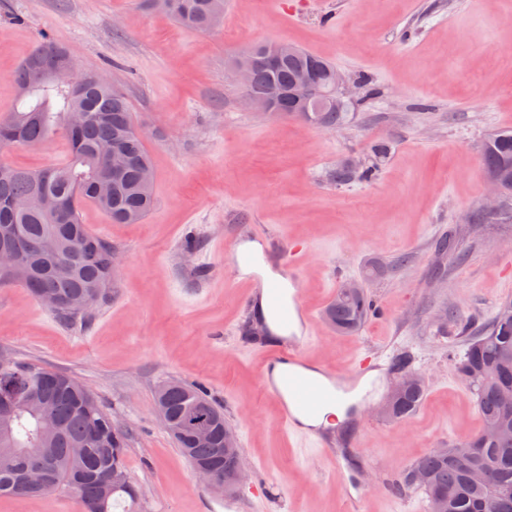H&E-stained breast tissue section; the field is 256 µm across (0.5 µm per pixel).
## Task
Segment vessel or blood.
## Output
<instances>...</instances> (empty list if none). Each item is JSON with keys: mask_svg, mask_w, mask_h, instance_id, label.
<instances>
[{"mask_svg": "<svg viewBox=\"0 0 512 512\" xmlns=\"http://www.w3.org/2000/svg\"><path fill=\"white\" fill-rule=\"evenodd\" d=\"M299 266L298 253L284 256L275 277L264 283L270 306L279 313L281 324L289 334L277 346L267 352L268 367L261 381L269 393L279 400L282 422L287 428H301L302 417L319 411L336 398L334 391L301 374L302 350L312 339L315 318L298 303L297 296H285V283H296Z\"/></svg>", "mask_w": 512, "mask_h": 512, "instance_id": "b4317fda", "label": "vessel or blood"}]
</instances>
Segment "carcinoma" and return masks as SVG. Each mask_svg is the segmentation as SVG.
Instances as JSON below:
<instances>
[{"mask_svg": "<svg viewBox=\"0 0 512 512\" xmlns=\"http://www.w3.org/2000/svg\"><path fill=\"white\" fill-rule=\"evenodd\" d=\"M166 11L190 31L204 32L224 16V0H148ZM64 52L44 36L19 64L14 77L16 105L0 119V149L46 144L61 133L69 152L60 163L38 171L11 165L0 157V226L8 229L3 243L22 261L16 272L0 269V284L28 287L26 277L37 280L43 291L57 297L54 313L72 318L79 312L69 307L79 295L102 297L113 286L118 262L112 247L82 224L84 206L93 205L114 224H139L155 205L153 185L142 174L152 168L143 135L135 128L127 98L100 73L86 72L81 91L46 80L39 59ZM274 49L258 44L248 54L251 87L262 92L270 85L288 87L308 67L309 55L293 52L271 66ZM316 126L333 128L346 122L348 112L327 103L284 102L281 116H302ZM512 163V130L492 134L482 150L486 174L497 173ZM373 310L364 289L348 293L340 287L326 318L336 332L352 334ZM512 324L493 316L488 330L469 343L456 365L461 379L475 394L483 424L499 425L504 434L493 442L473 436L442 452L429 450L403 474L412 485L413 472L426 476L418 485L427 496L428 512H492L503 487L512 490ZM9 392L15 407L7 424L12 441L0 439V448H18L37 454L50 449L56 460L51 492L68 488L81 512H137V490L130 484L114 488L101 475L112 466L124 465L125 438L112 428L110 415L78 379L42 366L15 361L0 365V394ZM424 394L423 383L406 388L388 413L391 420L409 418ZM155 403L162 404L170 420L178 422L194 410L206 413L218 438H224V411L199 388L180 381L161 385ZM182 454L193 465L207 462L224 470L229 479L241 458L222 457L216 448L190 447L187 438L173 436ZM14 473L0 465V497H28L30 492L13 486Z\"/></svg>", "mask_w": 512, "mask_h": 512, "instance_id": "1", "label": "carcinoma"}]
</instances>
